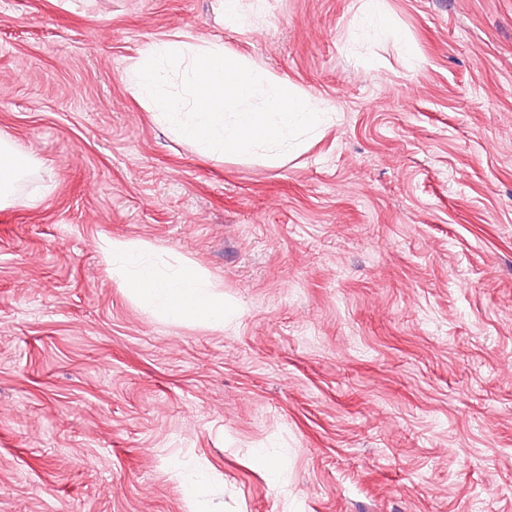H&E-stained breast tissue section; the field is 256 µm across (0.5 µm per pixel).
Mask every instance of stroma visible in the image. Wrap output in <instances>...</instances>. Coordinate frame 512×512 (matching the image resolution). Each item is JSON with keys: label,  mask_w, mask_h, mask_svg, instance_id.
I'll return each instance as SVG.
<instances>
[{"label": "stroma", "mask_w": 512, "mask_h": 512, "mask_svg": "<svg viewBox=\"0 0 512 512\" xmlns=\"http://www.w3.org/2000/svg\"><path fill=\"white\" fill-rule=\"evenodd\" d=\"M359 7L0 0V138L30 160L0 208V512H512V0H383L378 34ZM176 38L331 124L199 153L126 76ZM105 238L237 316H156Z\"/></svg>", "instance_id": "35a3bbf8"}]
</instances>
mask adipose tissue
Listing matches in <instances>:
<instances>
[{
    "mask_svg": "<svg viewBox=\"0 0 512 512\" xmlns=\"http://www.w3.org/2000/svg\"><path fill=\"white\" fill-rule=\"evenodd\" d=\"M28 166V157L0 140V207L16 202L15 188ZM99 250L113 278L160 316L220 327L236 313L194 264L183 262L160 270L149 247L124 240L103 239Z\"/></svg>",
    "mask_w": 512,
    "mask_h": 512,
    "instance_id": "ef3b65f1",
    "label": "adipose tissue"
}]
</instances>
